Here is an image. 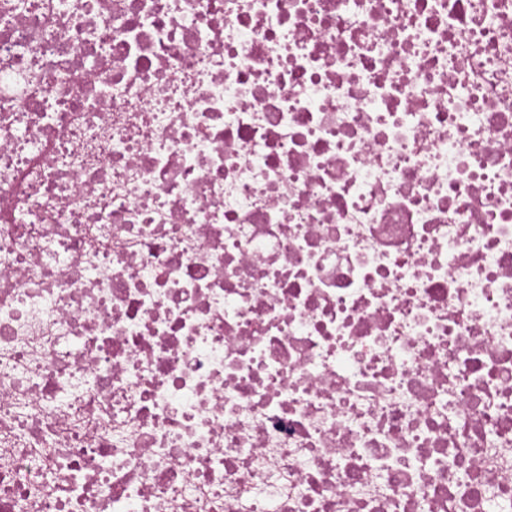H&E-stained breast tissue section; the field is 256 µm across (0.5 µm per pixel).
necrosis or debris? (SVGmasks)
Wrapping results in <instances>:
<instances>
[{
	"mask_svg": "<svg viewBox=\"0 0 512 512\" xmlns=\"http://www.w3.org/2000/svg\"><path fill=\"white\" fill-rule=\"evenodd\" d=\"M0 512H512V0H0Z\"/></svg>",
	"mask_w": 512,
	"mask_h": 512,
	"instance_id": "necrosis-or-debris-1",
	"label": "necrosis or debris"
}]
</instances>
